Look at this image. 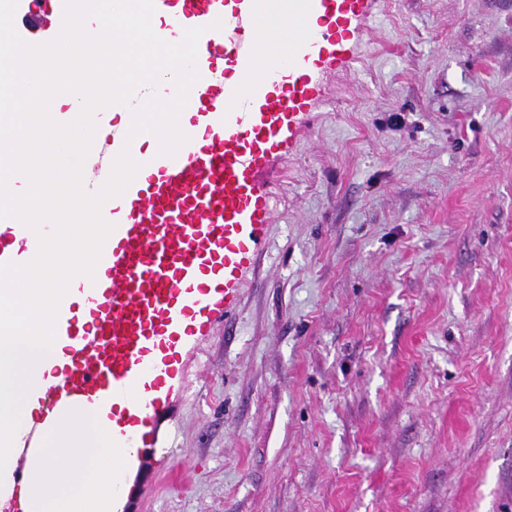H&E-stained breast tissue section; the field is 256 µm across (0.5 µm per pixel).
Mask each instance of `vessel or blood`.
I'll use <instances>...</instances> for the list:
<instances>
[{
  "label": "vessel or blood",
  "mask_w": 512,
  "mask_h": 512,
  "mask_svg": "<svg viewBox=\"0 0 512 512\" xmlns=\"http://www.w3.org/2000/svg\"><path fill=\"white\" fill-rule=\"evenodd\" d=\"M298 18L321 13L326 25L291 46L287 78L258 62L245 36L262 13L261 0H154L155 13L177 30L200 27L199 80L180 126L189 141L176 157L159 155L153 135L126 141L110 113L99 127L84 166L88 190L109 176L122 147L144 161L122 196L108 200L103 217L114 226L94 279H74L59 305L58 335L67 337L62 381L44 388L41 415L90 405L112 422V438L126 448V465L152 446L151 413L180 382L186 347L234 309L236 292L262 249L264 201L254 174L278 151L309 98L303 62L330 40L337 0H297ZM64 0H19L15 27L30 43L62 27ZM221 29H214V22ZM238 72L227 81L225 63ZM35 234L14 219L0 220V263L31 261Z\"/></svg>",
  "instance_id": "b4317fda"
}]
</instances>
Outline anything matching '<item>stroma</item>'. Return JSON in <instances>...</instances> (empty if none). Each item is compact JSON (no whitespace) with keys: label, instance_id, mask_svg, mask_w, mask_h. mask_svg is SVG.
Segmentation results:
<instances>
[{"label":"stroma","instance_id":"stroma-1","mask_svg":"<svg viewBox=\"0 0 512 512\" xmlns=\"http://www.w3.org/2000/svg\"><path fill=\"white\" fill-rule=\"evenodd\" d=\"M342 27L123 512H512V0Z\"/></svg>","mask_w":512,"mask_h":512}]
</instances>
